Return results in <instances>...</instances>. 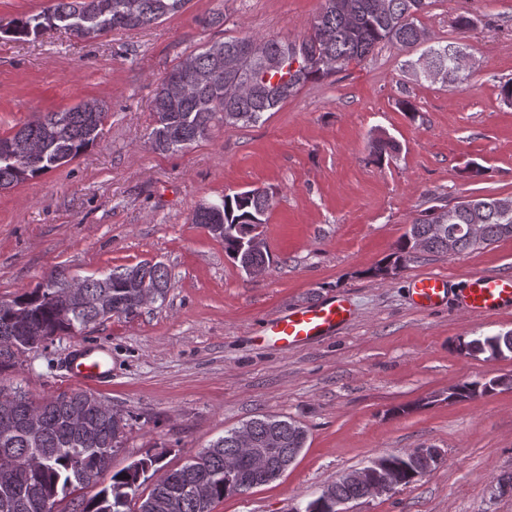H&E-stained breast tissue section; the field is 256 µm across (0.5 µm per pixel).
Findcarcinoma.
Returning a JSON list of instances; mask_svg holds the SVG:
<instances>
[{
    "mask_svg": "<svg viewBox=\"0 0 512 512\" xmlns=\"http://www.w3.org/2000/svg\"><path fill=\"white\" fill-rule=\"evenodd\" d=\"M190 0H47L40 12L0 23V33L16 39L37 36L48 29H63L76 38L93 40L114 30L147 28L163 19L184 11ZM425 0H323L310 30L294 40L261 39L262 50L282 60L271 74L256 68L258 61L243 59L238 68L251 73L256 85L253 93L228 98L224 84L233 74L224 69V60L233 55L239 38L207 45L180 60L167 77L172 78L183 68H190L197 77L196 91L179 96L171 93L167 81H162L153 99L156 125L150 133L154 150L175 153L204 139L214 121L226 124H255L289 98L295 96L310 80L336 74L352 61L368 57L381 44L401 49L422 44L423 28L418 14ZM466 49L461 41L428 47L421 60L405 65L426 76V70H442L450 86L469 82L472 71L457 63V53ZM298 67H293V64ZM107 115L103 105L83 102L68 109L37 112L14 133L0 136V189H8L40 174L67 164L93 146L101 138ZM373 154L382 159L393 156L397 144L379 135L372 140ZM269 191L254 188L224 195L214 205L217 220L196 209L192 223L206 228L215 222L224 225L225 253L246 270L248 263L270 264L268 251L248 253L247 244L252 226L263 224ZM448 218L450 227L457 229L453 248H448V232L438 234L432 225ZM482 225V237L470 238L466 227ZM512 237V197L467 198L449 209L433 208L414 220L394 244L392 251L367 271L379 277L381 268L391 265L401 270L410 257L427 254H458L487 247L503 238ZM148 279L155 286L154 300H165L170 287V273L161 262L142 261L134 266H118L101 277H87L82 288V308L69 318L61 317L60 296L64 278L58 273L47 274L35 288L0 300V378L12 372L30 348L29 341L39 336L81 332L108 319L98 307V298L107 294L112 300V314L135 316L141 307H133L136 294L133 279ZM459 349L470 356L500 359L512 353V331L469 341H459ZM486 396L512 390L508 374L465 380L448 388V401L471 398L474 391ZM13 414L17 423L28 415L37 414L43 420L38 436L23 429L7 439L0 438V457L8 456L23 463L35 452L38 464L20 468L6 481L0 479V496L8 491L22 507L15 512H138V501L126 499L129 492L159 508L154 512H213L225 497L240 493L234 478L225 470L226 462L238 460L242 450L236 440V428L224 431L218 438L181 467L158 478L145 492L147 473L158 470L161 456H148L112 473L110 484L94 496L84 498L75 492L85 488L78 461L85 463V473L104 474L112 467V456L121 448L127 436L113 440L106 417V407L94 393L72 389L70 394H58L39 401L30 399L19 389H10ZM83 406L89 419L97 421L100 431L96 440L87 439L83 428L67 423L70 403ZM255 433L273 449V457L295 454L305 446L307 430L294 420L265 416L248 421ZM396 478L406 485L413 481L416 462L410 454L389 455Z\"/></svg>",
    "mask_w": 512,
    "mask_h": 512,
    "instance_id": "cac0c4a2",
    "label": "carcinoma"
}]
</instances>
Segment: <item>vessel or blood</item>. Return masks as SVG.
<instances>
[{"instance_id": "b4317fda", "label": "vessel or blood", "mask_w": 512, "mask_h": 512, "mask_svg": "<svg viewBox=\"0 0 512 512\" xmlns=\"http://www.w3.org/2000/svg\"><path fill=\"white\" fill-rule=\"evenodd\" d=\"M412 291L423 307L430 308L448 296V279L442 275L418 277ZM512 301V278L491 275L474 276L461 303L467 311L484 313L495 310L502 302ZM346 299L334 297L274 315L266 320L259 339L282 347H297L334 334L351 318ZM70 372L78 380L102 382L108 377L102 355L77 352L70 362Z\"/></svg>"}]
</instances>
